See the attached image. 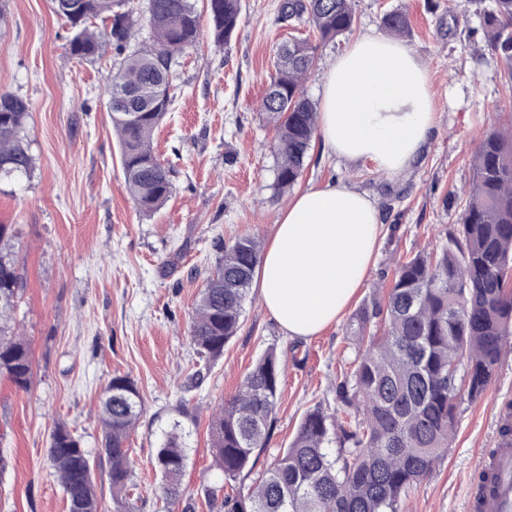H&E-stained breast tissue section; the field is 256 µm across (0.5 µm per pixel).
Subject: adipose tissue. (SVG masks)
Segmentation results:
<instances>
[{"label":"adipose tissue","instance_id":"obj_1","mask_svg":"<svg viewBox=\"0 0 512 512\" xmlns=\"http://www.w3.org/2000/svg\"><path fill=\"white\" fill-rule=\"evenodd\" d=\"M434 124L427 71L402 42L361 36L323 75L319 133L340 158L400 173ZM381 231L377 205L348 185L312 187L289 202L254 273L286 336L309 338L339 321L365 283Z\"/></svg>","mask_w":512,"mask_h":512}]
</instances>
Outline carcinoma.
Instances as JSON below:
<instances>
[{
	"mask_svg": "<svg viewBox=\"0 0 512 512\" xmlns=\"http://www.w3.org/2000/svg\"><path fill=\"white\" fill-rule=\"evenodd\" d=\"M484 13L488 47L505 64L512 84V0H493ZM126 0H52L68 25L69 51L121 57L112 71L110 112L117 133L125 189L138 209L151 213L172 193L170 170L153 148L155 130L173 104L169 77L175 58L196 45L200 15L192 0H148L149 45L129 50L134 36ZM209 33L228 44L241 24L240 0H207ZM283 20L306 17L324 41L352 29V0H281ZM109 22L98 34L89 21ZM385 28L409 32L408 14H384ZM315 60L307 40L278 46L261 111L275 121V186L295 185L317 132L316 106L303 84ZM26 98L0 91V181L34 169ZM471 190L457 228L445 243L420 251L396 267L386 296L362 305L348 324L355 346L354 369L336 382V399L362 403V417L348 425L317 404L302 416L288 447L254 480L256 462L266 450L279 399L282 359L266 351L210 421L214 463L231 492L224 512H399L402 494L423 482L450 448L461 390L479 398L495 371L512 352V130L493 131L471 160ZM14 234L0 225V372L27 388L31 360L26 343L12 327L21 288L15 267ZM215 273L200 291L190 336L197 355L209 363L241 326L259 244L253 236L222 247ZM466 362L462 378L458 365ZM136 383L115 375L100 400L102 450L119 512H135L127 491L133 467L126 443L143 413ZM340 451L334 456L333 444ZM54 474L69 512H98L94 465L80 440L66 427L55 428L49 448ZM187 455L180 434L169 433L156 455L159 493L165 512H189L181 477ZM252 483H247V480Z\"/></svg>",
	"mask_w": 512,
	"mask_h": 512,
	"instance_id": "carcinoma-1",
	"label": "carcinoma"
}]
</instances>
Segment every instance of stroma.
Instances as JSON below:
<instances>
[{"instance_id":"35a3bbf8","label":"stroma","mask_w":512,"mask_h":512,"mask_svg":"<svg viewBox=\"0 0 512 512\" xmlns=\"http://www.w3.org/2000/svg\"><path fill=\"white\" fill-rule=\"evenodd\" d=\"M280 0H241V25L227 46L208 35L173 68L175 105L154 137L173 171V190L157 212H138L121 172L108 112L113 53H69L67 26L51 0H7L0 24V90L28 99L29 178L0 185V224L11 225L23 288L14 322L32 364L27 389L0 374V512H67L48 451L56 426L99 460L98 405L113 375L131 377L144 411L128 446L130 499L136 512H161L157 450L183 419V476L194 512H216L205 487L222 482L213 466L210 419L237 391L255 360L275 349L285 360L274 427L258 468L292 439L315 404L346 422L356 406L336 400L337 377L350 372L353 314L387 292L399 261L445 243L460 221L470 160L484 134L512 125V88L486 47L483 13L493 0H353L350 32L317 45L304 84L319 102L322 77L356 38L383 33V15L401 8L411 29L403 42L424 63L435 129L423 155L398 174L330 154L314 139L294 188L275 185L272 119L260 101L276 49L313 32L302 19L280 20ZM346 184L378 206L384 224L376 259L341 319L321 334L288 339L250 290L242 324L200 386L190 320L221 246L243 235L268 243L296 192ZM512 400V355L484 395L457 401L456 431L430 476L402 496L400 512H469L480 460L501 436L499 414Z\"/></svg>"}]
</instances>
